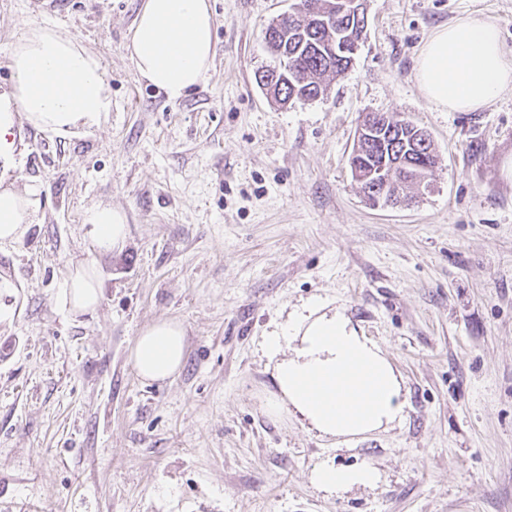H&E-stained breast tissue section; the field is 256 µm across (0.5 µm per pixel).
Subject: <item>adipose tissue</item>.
<instances>
[{
  "label": "adipose tissue",
  "mask_w": 512,
  "mask_h": 512,
  "mask_svg": "<svg viewBox=\"0 0 512 512\" xmlns=\"http://www.w3.org/2000/svg\"><path fill=\"white\" fill-rule=\"evenodd\" d=\"M129 57L138 74L177 101L206 78L215 56L214 16L208 0H144L130 36ZM9 91L0 94V158L10 159L18 120L39 131L67 136L102 124L112 92L100 59L73 36L43 24L31 26L6 57ZM416 79L446 111L471 112L512 88V56L497 23L466 17L439 29L423 47ZM40 190L17 191L0 183V243L19 240L33 223ZM99 249L122 242L126 217L100 206L87 216ZM101 298L97 270L81 263L66 277L61 300L74 313L94 312ZM275 389L270 414L299 416L320 437L350 438L387 430L406 419L403 378L382 348L359 333L343 309L322 300L303 305L276 326L261 345ZM185 329L159 319L136 337L130 359L144 380L165 382L182 368ZM380 470L370 463L322 462L309 481L339 496L376 487Z\"/></svg>",
  "instance_id": "obj_1"
}]
</instances>
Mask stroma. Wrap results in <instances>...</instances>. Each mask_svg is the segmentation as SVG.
<instances>
[{
  "label": "stroma",
  "mask_w": 512,
  "mask_h": 512,
  "mask_svg": "<svg viewBox=\"0 0 512 512\" xmlns=\"http://www.w3.org/2000/svg\"><path fill=\"white\" fill-rule=\"evenodd\" d=\"M143 0H0V62L33 23L101 57L112 110L54 137L18 121L9 182L40 189L35 221L0 243V512H512V91L444 111L419 86L425 42L455 20L498 23L512 0H367L352 67L323 97L281 106L255 75L265 27L291 0H209L217 53L179 101L141 78L125 44ZM431 135L430 191L375 207L350 169L364 113ZM109 205L124 242L85 219ZM92 262L96 311L60 302ZM345 309L401 373L406 420L339 442L266 411L261 342L309 299ZM182 323L170 382L129 351ZM374 464L376 488L336 498L309 473ZM86 221L92 226V237L101 250L113 248L125 238L126 217L118 209L98 206L88 214Z\"/></svg>",
  "instance_id": "1"
}]
</instances>
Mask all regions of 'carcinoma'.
Returning <instances> with one entry per match:
<instances>
[{"instance_id":"1","label":"carcinoma","mask_w":512,"mask_h":512,"mask_svg":"<svg viewBox=\"0 0 512 512\" xmlns=\"http://www.w3.org/2000/svg\"><path fill=\"white\" fill-rule=\"evenodd\" d=\"M326 14L329 27L311 26L301 18L285 16L273 20L263 35H271L268 47L274 59L273 69L278 78L272 84L271 100L285 105L292 100L309 101L326 92L327 78L344 74L351 59L340 53V47L352 42L350 21L343 15L333 13L334 0H312ZM416 125L399 117L383 116L380 142H361L354 145L350 162L365 172L382 164L384 153L394 146L410 151L411 159L421 166L426 176L433 175L436 166V151L423 153L413 147V130Z\"/></svg>"}]
</instances>
